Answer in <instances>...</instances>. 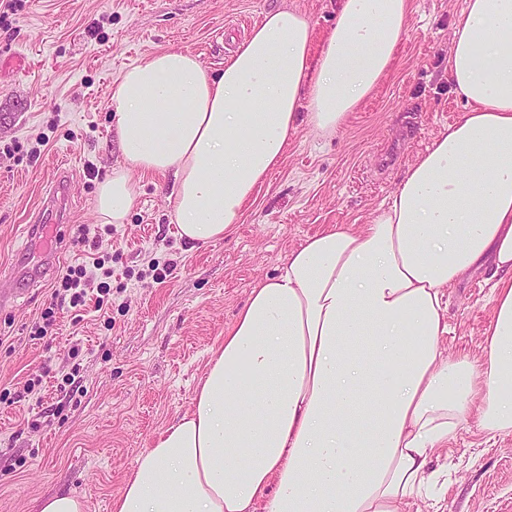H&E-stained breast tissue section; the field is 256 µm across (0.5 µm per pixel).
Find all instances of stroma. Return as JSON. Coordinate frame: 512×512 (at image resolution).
<instances>
[{"instance_id": "1", "label": "stroma", "mask_w": 512, "mask_h": 512, "mask_svg": "<svg viewBox=\"0 0 512 512\" xmlns=\"http://www.w3.org/2000/svg\"><path fill=\"white\" fill-rule=\"evenodd\" d=\"M462 0H409V30L389 74L336 135L300 126L282 161L224 240L187 243L169 198L172 177L143 176L126 223H100L96 189L123 161L108 99L124 69L170 49L220 69L264 13L297 9L321 49L339 0H26L0 22V512H32L70 492L87 512L112 499L137 455L190 406L210 350L252 285L289 251L336 224L367 223L402 171L464 109L447 79L448 39ZM67 159L69 226L45 282L11 279L24 228ZM89 228L112 275L86 303L53 296L68 267L89 264ZM164 270L163 281L147 276ZM488 272L451 289L449 354L480 355L492 315ZM55 325L32 327L46 308ZM41 377L40 397L24 386ZM448 481L423 512H502L512 504V435L474 425L441 449Z\"/></svg>"}]
</instances>
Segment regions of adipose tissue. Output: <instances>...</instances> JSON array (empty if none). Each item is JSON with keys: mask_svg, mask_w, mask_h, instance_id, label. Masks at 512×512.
Returning a JSON list of instances; mask_svg holds the SVG:
<instances>
[{"mask_svg": "<svg viewBox=\"0 0 512 512\" xmlns=\"http://www.w3.org/2000/svg\"><path fill=\"white\" fill-rule=\"evenodd\" d=\"M408 18V0H341L316 53L307 15L282 8L218 72L182 50L129 66L99 219L125 223L132 171L170 175L181 237L222 239L300 124L334 134L382 83ZM448 79L461 116L368 223L306 238L252 286L112 512H412L461 425L512 435V0H463ZM487 266L482 353L449 356L446 296Z\"/></svg>", "mask_w": 512, "mask_h": 512, "instance_id": "ef3b65f1", "label": "adipose tissue"}]
</instances>
